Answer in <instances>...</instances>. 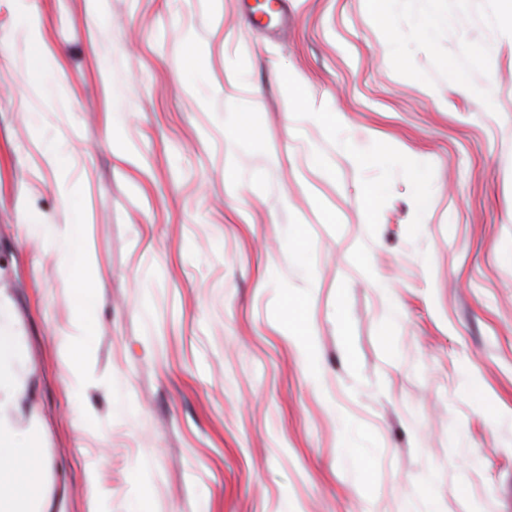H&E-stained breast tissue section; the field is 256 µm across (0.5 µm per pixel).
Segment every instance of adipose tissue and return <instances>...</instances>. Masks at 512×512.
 Here are the masks:
<instances>
[{"instance_id": "1", "label": "adipose tissue", "mask_w": 512, "mask_h": 512, "mask_svg": "<svg viewBox=\"0 0 512 512\" xmlns=\"http://www.w3.org/2000/svg\"><path fill=\"white\" fill-rule=\"evenodd\" d=\"M20 325L0 296V512H65L38 445L43 422L32 404V370L18 349Z\"/></svg>"}]
</instances>
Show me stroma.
I'll list each match as a JSON object with an SVG mask.
<instances>
[{
	"instance_id": "1",
	"label": "stroma",
	"mask_w": 512,
	"mask_h": 512,
	"mask_svg": "<svg viewBox=\"0 0 512 512\" xmlns=\"http://www.w3.org/2000/svg\"><path fill=\"white\" fill-rule=\"evenodd\" d=\"M286 7L0 0V289L50 481L65 512H512L501 0ZM69 224L68 268L38 242ZM62 264H70L79 256L85 257V237L76 226H69L55 243Z\"/></svg>"
}]
</instances>
